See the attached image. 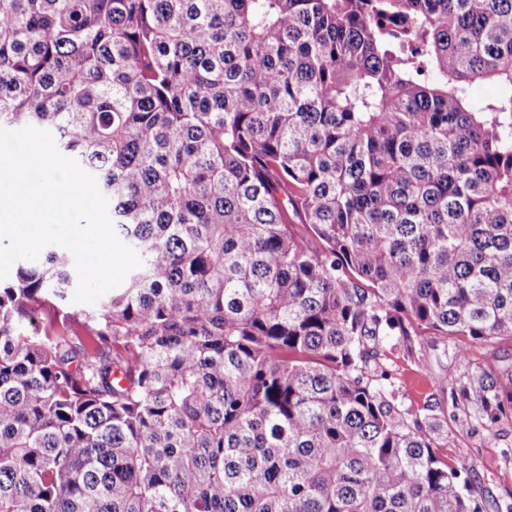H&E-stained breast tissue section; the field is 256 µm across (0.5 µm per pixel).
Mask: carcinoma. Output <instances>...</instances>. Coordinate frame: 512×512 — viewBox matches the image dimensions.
I'll list each match as a JSON object with an SVG mask.
<instances>
[{
	"mask_svg": "<svg viewBox=\"0 0 512 512\" xmlns=\"http://www.w3.org/2000/svg\"><path fill=\"white\" fill-rule=\"evenodd\" d=\"M28 126L142 266L0 282V512H512L385 367L512 414V0H0ZM470 359L473 363L499 364L500 357L511 353V342L485 343L470 341Z\"/></svg>",
	"mask_w": 512,
	"mask_h": 512,
	"instance_id": "1",
	"label": "carcinoma"
}]
</instances>
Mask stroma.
Masks as SVG:
<instances>
[{"mask_svg": "<svg viewBox=\"0 0 512 512\" xmlns=\"http://www.w3.org/2000/svg\"><path fill=\"white\" fill-rule=\"evenodd\" d=\"M389 368L405 395V405L420 409L433 403L443 425L445 455L456 464L478 470L490 496L512 502V419L478 429L463 421L462 411L448 402V391L461 373L455 361L437 362L430 340H423L416 359L393 355Z\"/></svg>", "mask_w": 512, "mask_h": 512, "instance_id": "obj_1", "label": "stroma"}]
</instances>
